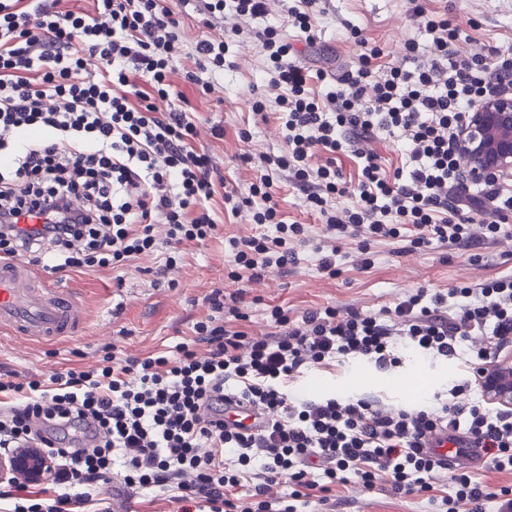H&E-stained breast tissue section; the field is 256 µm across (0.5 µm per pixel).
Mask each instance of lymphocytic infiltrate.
Here are the masks:
<instances>
[{"instance_id": "f902f5d3", "label": "lymphocytic infiltrate", "mask_w": 512, "mask_h": 512, "mask_svg": "<svg viewBox=\"0 0 512 512\" xmlns=\"http://www.w3.org/2000/svg\"><path fill=\"white\" fill-rule=\"evenodd\" d=\"M94 14L64 0H0V258L39 260L50 249L53 272L85 273L131 261L157 247L166 227L173 267L180 245L211 237L203 211L215 194L212 159L190 142L193 124L181 109L158 111L169 98L178 64L179 21L166 0H95ZM436 52L423 60L415 43L404 62L381 66L380 48L360 40L357 65L319 96L277 27L255 31L271 87L279 89L282 154L254 160L251 195L228 192L231 212L250 207L273 238L229 239L231 264L260 278L295 259L304 225L282 220L272 173L296 184L333 237L396 239L413 227V246L467 245V215L489 211V238L512 217V191L471 194L459 180L454 135L467 112L488 94L512 88V53L491 47L457 61L459 29L447 14L425 16ZM96 75H89V63ZM400 133L409 164L386 173L375 152H357L358 179L344 180L337 155L352 143ZM323 163H315L316 153ZM355 203L342 214L332 196ZM39 224L22 228L18 216ZM220 291L208 300L213 316L197 322L175 358L113 359L94 369L70 368L49 383L0 377V393L18 401L0 412V450L28 441L33 419L56 434L42 450L51 482L0 486V512H110L98 505L101 483L121 461L127 487L173 492L177 512H298L312 490L357 478L365 487L388 482L396 492H427L441 465L421 450L438 427L455 448L483 449L491 470L512 472V408L481 400L468 406L436 402L389 412L366 396H288L281 389L302 368L359 357L385 369L400 353L448 357L468 350L470 371L454 392L479 388L512 342V276L448 292L419 288L394 308L339 314L327 307L291 321L273 308L277 330L262 339L226 329ZM206 345L207 355L197 353ZM268 410L271 423L245 433L207 419L217 394ZM323 463V484L308 469ZM288 480V497L269 488ZM456 491L442 499L482 512L496 500L512 512V489L491 493L466 474L451 475Z\"/></svg>"}]
</instances>
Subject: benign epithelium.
Instances as JSON below:
<instances>
[{"label": "benign epithelium", "instance_id": "benign-epithelium-1", "mask_svg": "<svg viewBox=\"0 0 512 512\" xmlns=\"http://www.w3.org/2000/svg\"><path fill=\"white\" fill-rule=\"evenodd\" d=\"M456 148L463 160L462 182L512 180V91L486 97L467 113L456 137ZM481 383L491 402L512 408V367L499 365L486 372ZM20 471L34 483L50 481L54 476L33 449L0 454L1 483L13 480Z\"/></svg>", "mask_w": 512, "mask_h": 512}]
</instances>
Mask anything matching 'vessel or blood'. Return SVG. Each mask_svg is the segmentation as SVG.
I'll return each mask as SVG.
<instances>
[{
	"label": "vessel or blood",
	"instance_id": "obj_1",
	"mask_svg": "<svg viewBox=\"0 0 512 512\" xmlns=\"http://www.w3.org/2000/svg\"><path fill=\"white\" fill-rule=\"evenodd\" d=\"M81 318L80 306L69 289L51 285L36 274L32 266L21 259H0V332L31 339L55 341L72 337ZM223 410L228 426L240 427L253 433L262 430L269 416L261 407L242 403L233 398L219 406L206 407L205 416ZM426 450L441 462L456 458V450L448 444V433L433 430L428 434ZM469 466L483 465L482 449L470 448L462 454Z\"/></svg>",
	"mask_w": 512,
	"mask_h": 512
}]
</instances>
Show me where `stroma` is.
<instances>
[{
    "instance_id": "stroma-1",
    "label": "stroma",
    "mask_w": 512,
    "mask_h": 512,
    "mask_svg": "<svg viewBox=\"0 0 512 512\" xmlns=\"http://www.w3.org/2000/svg\"><path fill=\"white\" fill-rule=\"evenodd\" d=\"M426 11L447 13L460 35L458 58L494 46L512 49V0H420ZM265 24L274 25L293 41V59L312 74L316 94L329 91L337 76L354 67L359 47L346 31L357 25L361 37L378 45L382 63H400L404 45L418 44L424 57L433 46L424 31L422 17L411 10L409 0H326L316 21L314 44L296 39L288 21L284 0H266ZM180 21L182 61L172 74L176 94L158 101L166 112L186 111L196 128V149L207 151L213 160L212 178L216 193L207 205L217 225L215 235L203 242H186L180 247L177 265L166 267L168 252L163 243L164 225H156L160 244L156 251L141 255L127 266L103 267L88 273L57 274L63 287L73 289L82 303L85 319L78 334L57 341H28L0 336V374L14 381L46 379L70 367L92 368L107 353L118 357L175 356L180 343L192 338L194 326L212 310L207 301L213 289L236 297V313H225L224 323L232 329L261 337L272 332V308L287 310L291 320H300L310 310L327 306L340 312L355 309L373 313L398 303L407 291L428 288L438 291L474 286L492 278L512 275V220L503 226L498 240L484 238L480 220H473L472 246L463 248L433 244L411 248L414 231L397 239L371 242V264H363L360 241L329 238L325 225L307 209L303 195L282 175H274V197L285 222L305 225L306 240L295 244L294 264L287 272L266 273L261 280L247 282L229 278V238L274 236L271 224H255L249 212L231 214L223 194L235 190L249 196L257 173L245 156L279 153L284 149L277 119L276 90L267 84L265 54L250 35L251 20L232 12L204 15L198 0H172ZM205 39L229 43L223 69L206 71L202 82H210V93L187 81L195 70V46ZM263 100L262 114H254L255 100ZM335 253V277L319 268L322 255ZM469 371L464 356L450 359L405 355L401 364L381 370L362 359L333 361L311 366L286 384V391L320 397L369 396L385 409L419 408L433 396H447ZM433 489L424 493L396 494L385 483L365 489L358 479L339 484L328 500L312 496L301 512H438L442 497L454 494L448 474H436ZM108 497L116 512H175L168 494L156 489L134 492L123 483L120 470H113L107 484Z\"/></svg>"
}]
</instances>
